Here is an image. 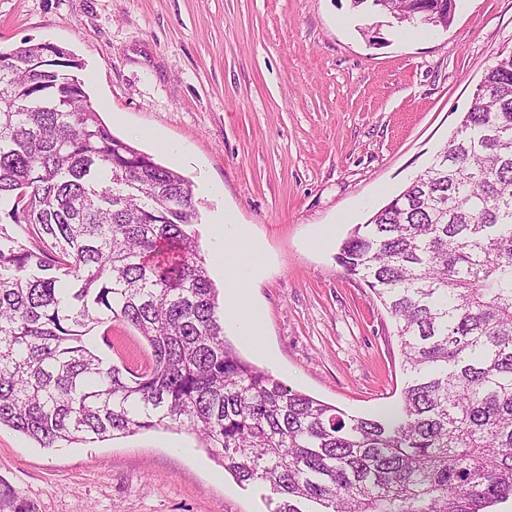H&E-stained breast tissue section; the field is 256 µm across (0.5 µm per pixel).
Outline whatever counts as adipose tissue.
I'll return each mask as SVG.
<instances>
[{
  "label": "adipose tissue",
  "instance_id": "1",
  "mask_svg": "<svg viewBox=\"0 0 512 512\" xmlns=\"http://www.w3.org/2000/svg\"><path fill=\"white\" fill-rule=\"evenodd\" d=\"M219 233L221 244L214 256L226 276L224 324L251 341L262 331V316L253 306L247 286L264 271L263 249L246 225L228 220L220 225Z\"/></svg>",
  "mask_w": 512,
  "mask_h": 512
}]
</instances>
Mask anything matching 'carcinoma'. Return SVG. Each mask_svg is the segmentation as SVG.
Instances as JSON below:
<instances>
[{"label": "carcinoma", "mask_w": 512, "mask_h": 512, "mask_svg": "<svg viewBox=\"0 0 512 512\" xmlns=\"http://www.w3.org/2000/svg\"><path fill=\"white\" fill-rule=\"evenodd\" d=\"M401 24L455 0H404ZM387 12L396 0H352ZM0 51V425L42 448L174 425L274 512H491L512 498V52L498 55L423 173L356 225L336 262L395 324L391 413L288 389L224 336L189 180L112 134L81 64ZM133 328L132 368L86 346Z\"/></svg>", "instance_id": "carcinoma-1"}]
</instances>
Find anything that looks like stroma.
Masks as SVG:
<instances>
[{"mask_svg":"<svg viewBox=\"0 0 512 512\" xmlns=\"http://www.w3.org/2000/svg\"><path fill=\"white\" fill-rule=\"evenodd\" d=\"M26 40L69 50L112 134L191 182L205 254L224 216L262 241L265 349L225 329L238 355L351 414L398 404L394 325L336 253L429 166L512 50V0H456L445 30L351 0H0V49ZM111 336L87 340L110 360L142 354L132 328ZM270 496L184 429L47 450L0 427V512H273Z\"/></svg>","mask_w":512,"mask_h":512,"instance_id":"obj_1","label":"stroma"}]
</instances>
